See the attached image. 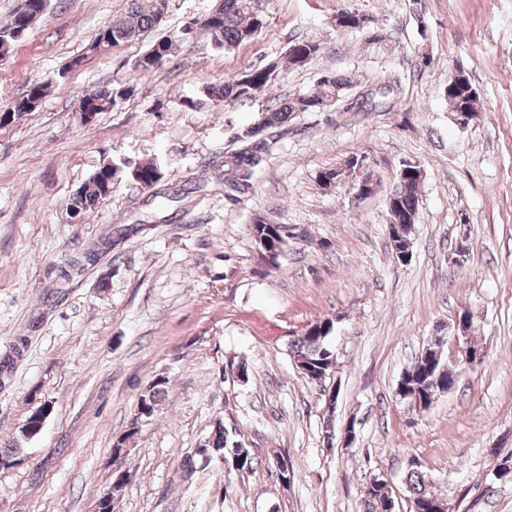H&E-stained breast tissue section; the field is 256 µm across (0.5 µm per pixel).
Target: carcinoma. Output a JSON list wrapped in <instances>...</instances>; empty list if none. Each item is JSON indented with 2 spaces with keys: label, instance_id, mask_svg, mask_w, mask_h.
Returning <instances> with one entry per match:
<instances>
[{
  "label": "carcinoma",
  "instance_id": "carcinoma-1",
  "mask_svg": "<svg viewBox=\"0 0 512 512\" xmlns=\"http://www.w3.org/2000/svg\"><path fill=\"white\" fill-rule=\"evenodd\" d=\"M129 7L125 14L116 16L106 22L102 29L104 35H95L87 45V52L98 53L138 39L146 31L157 27L167 7V0H128ZM256 0H216L214 7L205 15L206 22L201 24L210 35L214 47L226 52L233 51L243 44L254 41L266 27L265 13L254 8ZM47 0H20L10 20L0 24V59L7 56L14 45L22 40L19 33H28L33 22L44 15ZM339 18L337 27L350 31L364 29L362 22L367 17L353 9H342L336 13ZM194 23L189 22L178 31H171L158 39V43L166 46L168 53L163 60L176 55L181 44L189 38ZM293 51L286 53V63L276 59L265 66L248 69L224 79L219 84H209L202 88L205 97L220 103L233 104L244 100H257L271 93L276 83L290 69L302 68L315 60L323 50V46L309 39H295L291 42ZM51 81L33 83L27 93L4 107V111L15 115L21 120L30 112L35 111L46 95ZM354 83L342 75H325L316 83L315 91L293 97L283 98L273 105L262 107L254 123L261 129L269 131L281 127L292 116L303 112H316L327 106L341 103L348 112H365L379 106L389 96L391 89L380 86L365 95L352 97ZM473 85L469 75H464L463 85L448 89V103L451 111L468 112L475 118L482 110L479 95L471 92ZM133 87L123 84L102 86L94 92L86 94L82 100L95 113L105 112L128 99ZM246 146L225 157L224 165L235 173V183L250 184L256 176L263 160L267 142L264 135L244 138ZM120 183L130 181L144 189L153 190L152 197L176 199L182 189L170 190L162 187L164 173L156 162L130 163L108 159L72 194L67 204V212L80 215L87 213L110 195L106 188L108 180ZM421 182L410 175L397 174V180L389 193L392 200L394 220L406 226V232L412 233L417 223L420 204ZM330 334L312 336L301 333L289 340L288 352L295 360H304L314 369L328 371L334 351L329 342ZM403 384L409 399L432 404L433 398L443 392L452 390L454 380L452 374L438 365L428 366L423 356H418L411 367L403 373ZM168 380L152 381L148 386L150 410H157L158 405L167 393ZM213 459L225 460L228 467L235 471H250L255 462L251 450L235 439L224 425L222 418L212 424L209 435L204 440V448L185 456L180 464L182 477L191 478L197 471L199 462ZM406 485L410 493V512H419L431 506L430 491L424 473L418 465L411 466L406 474Z\"/></svg>",
  "mask_w": 512,
  "mask_h": 512
}]
</instances>
